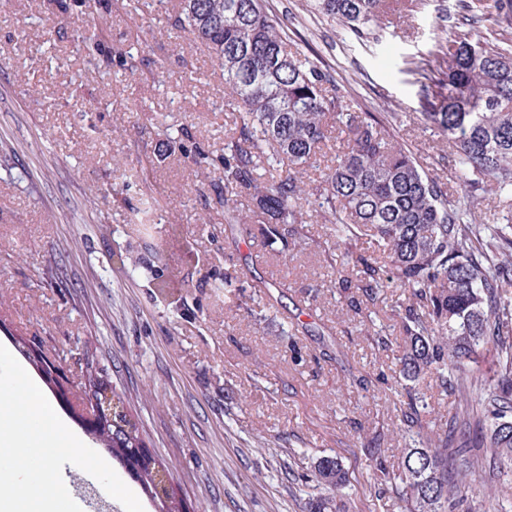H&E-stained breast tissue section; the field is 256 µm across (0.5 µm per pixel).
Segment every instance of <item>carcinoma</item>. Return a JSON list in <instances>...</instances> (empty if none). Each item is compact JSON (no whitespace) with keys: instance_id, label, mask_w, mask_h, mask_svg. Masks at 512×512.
Here are the masks:
<instances>
[{"instance_id":"1","label":"carcinoma","mask_w":512,"mask_h":512,"mask_svg":"<svg viewBox=\"0 0 512 512\" xmlns=\"http://www.w3.org/2000/svg\"><path fill=\"white\" fill-rule=\"evenodd\" d=\"M400 0H312V12L347 24L357 34L376 27ZM112 0H49L57 16L112 12ZM470 22L439 45L445 64L441 92L425 87V120L455 148V175L475 188L487 184L512 193V0H493L502 39L484 41L476 24L484 0H460ZM177 36L207 52L224 77L225 106L236 113L222 152L201 146L189 127L166 134L156 157L174 152L203 172L220 171L203 194L204 209H224L227 224H258L288 250L305 238L304 207L314 204L338 241L370 233L371 254L349 249L332 266L329 287L362 324L372 321L378 294L390 284L403 289L397 316L405 350L397 357L395 383L405 392L401 431L411 442L401 465L382 463L373 476L391 488L400 512H457L458 493L470 492L466 512H509L512 483V297L501 281L512 276L499 256L512 250V221L471 224L464 208L448 201L443 183L429 176L413 154L394 144L388 127L366 112L341 106L335 81L320 62L293 50L263 0H178L167 16ZM48 42H69L100 57L108 70L134 74L158 66L140 49L114 51L94 30L58 24ZM346 136L314 187L301 180L333 131ZM250 202L246 210L238 199ZM360 273L357 280L348 268ZM494 365L481 367L487 354ZM430 374L447 396L448 411L436 423L417 388ZM426 441H418L424 429ZM98 434L122 462L143 447L130 419L104 424ZM320 492L309 512H348L351 482L339 458L314 463ZM156 512H180L162 465L137 472Z\"/></svg>"}]
</instances>
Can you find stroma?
I'll use <instances>...</instances> for the list:
<instances>
[{"label":"stroma","instance_id":"stroma-1","mask_svg":"<svg viewBox=\"0 0 512 512\" xmlns=\"http://www.w3.org/2000/svg\"><path fill=\"white\" fill-rule=\"evenodd\" d=\"M117 3L103 17L62 21L42 0L0 9V344L55 358L71 402L85 396L73 384L84 374L111 388L168 466L185 512H306L313 462L336 455L353 478L349 512H397L363 446L386 428L381 459L392 465L405 445L404 398L388 384L396 353L371 341L401 337L391 312L401 289L381 292L370 324L348 316L327 285L346 246L312 210L305 240L284 258L260 229L246 238L230 229L222 208L200 223L205 181L178 156L156 164L159 141L141 127L189 126L205 149H222L233 116L221 79L170 31L166 0ZM307 3L265 0L289 44L326 66L346 108L384 122L449 200L470 197L473 223H502L512 202L469 193L447 139L423 117L421 75H440L438 42L466 27L457 0H414L370 35ZM60 21L96 29L115 49L141 35L148 48L194 57L197 69L160 84L105 73L69 43L43 44ZM148 195L161 222L146 231L135 211ZM228 266L239 287H224ZM361 374L386 381L364 390L352 382Z\"/></svg>","mask_w":512,"mask_h":512}]
</instances>
